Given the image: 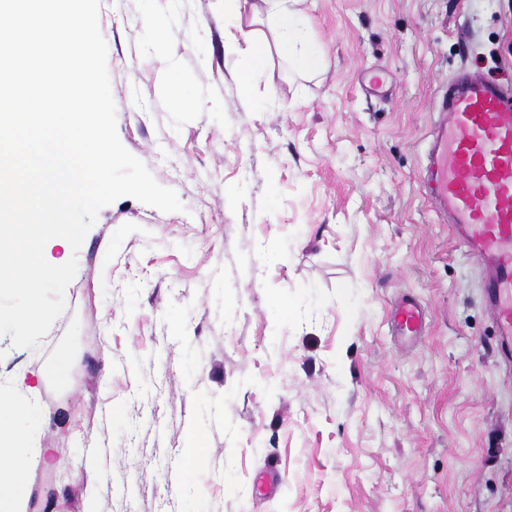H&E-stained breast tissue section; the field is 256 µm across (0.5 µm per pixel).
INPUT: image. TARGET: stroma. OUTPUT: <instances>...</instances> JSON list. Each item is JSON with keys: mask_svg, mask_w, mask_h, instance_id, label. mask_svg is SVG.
Instances as JSON below:
<instances>
[{"mask_svg": "<svg viewBox=\"0 0 512 512\" xmlns=\"http://www.w3.org/2000/svg\"><path fill=\"white\" fill-rule=\"evenodd\" d=\"M327 66L251 100L224 0H100L117 134L183 208H101L37 347L27 512H512V372L425 178L460 70L512 81V0H306ZM416 297L411 348L390 308ZM117 418H110L109 409ZM208 453H182L189 435ZM275 470L271 496L254 480Z\"/></svg>", "mask_w": 512, "mask_h": 512, "instance_id": "obj_1", "label": "stroma"}]
</instances>
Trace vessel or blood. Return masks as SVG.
I'll list each match as a JSON object with an SVG mask.
<instances>
[{
    "label": "vessel or blood",
    "mask_w": 512,
    "mask_h": 512,
    "mask_svg": "<svg viewBox=\"0 0 512 512\" xmlns=\"http://www.w3.org/2000/svg\"><path fill=\"white\" fill-rule=\"evenodd\" d=\"M439 111L426 164L432 199L480 265L485 302L507 347L512 345V91L464 71ZM424 322L416 298L394 301L393 335L415 340Z\"/></svg>",
    "instance_id": "vessel-or-blood-1"
}]
</instances>
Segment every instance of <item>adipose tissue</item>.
<instances>
[{
    "mask_svg": "<svg viewBox=\"0 0 512 512\" xmlns=\"http://www.w3.org/2000/svg\"><path fill=\"white\" fill-rule=\"evenodd\" d=\"M302 0H263L264 11L254 12L253 22L265 24L244 36L242 52L249 62L239 80L242 96H249L253 83L262 78L271 54H278L300 73L321 70L326 59L307 39ZM41 373L19 375L9 390H0V512H26L30 477L39 462L48 461L47 448L24 446L29 422L39 412L35 397Z\"/></svg>",
    "mask_w": 512,
    "mask_h": 512,
    "instance_id": "ef3b65f1",
    "label": "adipose tissue"
}]
</instances>
